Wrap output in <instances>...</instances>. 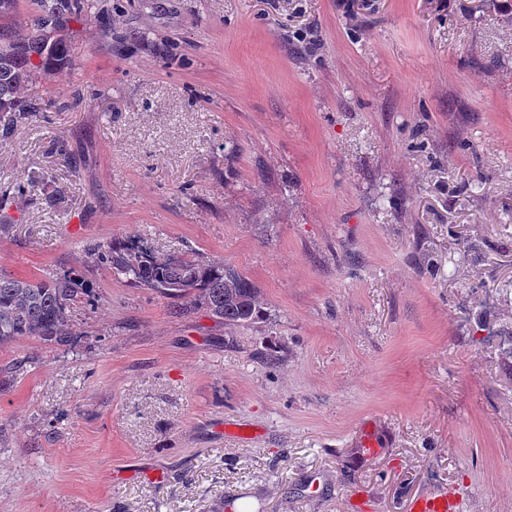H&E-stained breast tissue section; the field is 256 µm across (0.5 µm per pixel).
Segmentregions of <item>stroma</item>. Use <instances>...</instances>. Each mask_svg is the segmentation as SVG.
<instances>
[{
    "instance_id": "obj_1",
    "label": "stroma",
    "mask_w": 512,
    "mask_h": 512,
    "mask_svg": "<svg viewBox=\"0 0 512 512\" xmlns=\"http://www.w3.org/2000/svg\"><path fill=\"white\" fill-rule=\"evenodd\" d=\"M502 2L103 0L50 31L42 116L0 130V195L42 185L0 272L94 298L70 345L0 348V512H512ZM115 240L223 262L264 320L87 261Z\"/></svg>"
}]
</instances>
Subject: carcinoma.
Masks as SVG:
<instances>
[{
	"label": "carcinoma",
	"instance_id": "obj_1",
	"mask_svg": "<svg viewBox=\"0 0 512 512\" xmlns=\"http://www.w3.org/2000/svg\"><path fill=\"white\" fill-rule=\"evenodd\" d=\"M38 26L61 23L69 15L89 16L97 0H39ZM64 53L58 41L18 34L0 43V128L36 115L38 108L21 97L34 64L32 58L52 61ZM91 259L137 287L150 288L169 299L193 297L226 326H248L263 317L259 289L248 278L224 269V263L201 265L191 258L161 259L135 245L112 242L88 250ZM89 293V286L69 274L27 280L0 273V347L23 338L64 345L69 336L71 305Z\"/></svg>",
	"mask_w": 512,
	"mask_h": 512
}]
</instances>
